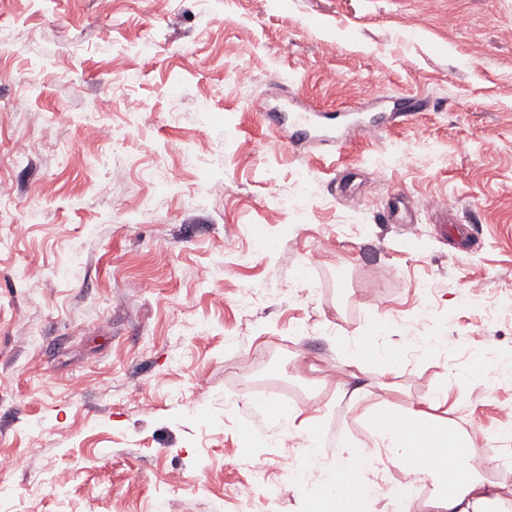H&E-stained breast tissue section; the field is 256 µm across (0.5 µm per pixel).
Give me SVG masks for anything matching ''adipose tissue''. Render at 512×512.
<instances>
[{
	"label": "adipose tissue",
	"instance_id": "obj_1",
	"mask_svg": "<svg viewBox=\"0 0 512 512\" xmlns=\"http://www.w3.org/2000/svg\"><path fill=\"white\" fill-rule=\"evenodd\" d=\"M445 392L405 409L380 406L366 415L370 450L344 442L325 456L316 426L305 431L306 467H320V478L308 483L299 476L308 512H365L377 499L397 504L396 487L381 488V458L412 462L415 472L433 486L429 504L434 512H512V490L488 480L473 464L475 443L467 431L439 414Z\"/></svg>",
	"mask_w": 512,
	"mask_h": 512
}]
</instances>
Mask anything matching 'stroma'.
Segmentation results:
<instances>
[{
    "label": "stroma",
    "mask_w": 512,
    "mask_h": 512,
    "mask_svg": "<svg viewBox=\"0 0 512 512\" xmlns=\"http://www.w3.org/2000/svg\"><path fill=\"white\" fill-rule=\"evenodd\" d=\"M293 95L376 123L324 150L267 121ZM1 105L0 512H304L271 384L329 453L439 388L512 453L471 374L512 353V0H0ZM369 335L402 371L339 386Z\"/></svg>",
    "instance_id": "stroma-1"
}]
</instances>
